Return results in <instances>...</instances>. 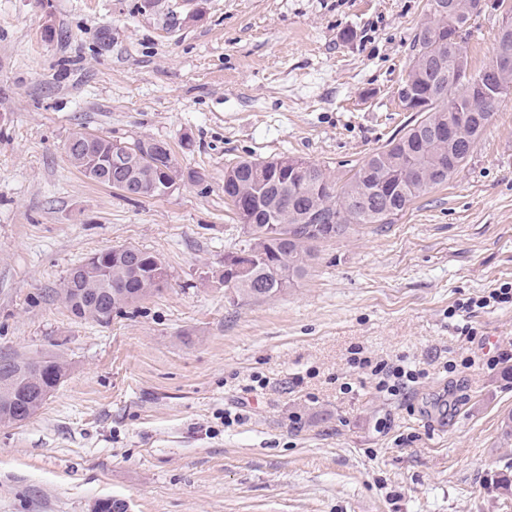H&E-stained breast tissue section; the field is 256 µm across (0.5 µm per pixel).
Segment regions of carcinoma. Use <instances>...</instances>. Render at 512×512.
Instances as JSON below:
<instances>
[{
  "label": "carcinoma",
  "instance_id": "1",
  "mask_svg": "<svg viewBox=\"0 0 512 512\" xmlns=\"http://www.w3.org/2000/svg\"><path fill=\"white\" fill-rule=\"evenodd\" d=\"M448 2L431 0L402 81L414 90L418 118L342 184L315 163L291 176L274 170L266 180L252 172L257 159L225 168L224 196L248 236L239 255H224L227 264L220 279L234 298L257 302L278 296L308 275L321 244L346 239L367 224L394 223L415 199L448 183L467 161L469 144L480 137L498 103L469 99L459 88L457 79L468 70V58L454 48L456 30L449 27ZM453 111L469 114L455 144L440 134ZM111 150L112 139L104 136L92 148L71 155V163L78 169L93 167L99 179L133 180L154 196L186 178L203 180L199 172H186L157 151L147 158L133 156L123 166L112 165ZM159 263L156 254L134 246L101 251L91 257L85 273L65 278L56 295L74 317L108 324L112 314L162 290L157 284ZM36 370L62 372L64 363L54 355L0 356V427L16 425L24 407L40 409L29 386Z\"/></svg>",
  "mask_w": 512,
  "mask_h": 512
}]
</instances>
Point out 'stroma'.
<instances>
[{"label": "stroma", "instance_id": "35a3bbf8", "mask_svg": "<svg viewBox=\"0 0 512 512\" xmlns=\"http://www.w3.org/2000/svg\"><path fill=\"white\" fill-rule=\"evenodd\" d=\"M429 0H0V356L68 364L40 410L0 427V512H512V95L465 165L396 223L327 243L277 297L219 276L242 225L224 169L283 156L346 179L414 120L396 91ZM504 13L466 48L489 65ZM86 131L168 144L203 174L130 199L68 160ZM136 246L169 274L100 324L55 295L93 253ZM468 322L475 339L463 341ZM429 376L378 392L349 363ZM350 390H342V383ZM242 414L225 425V413ZM406 357H396L395 361L377 360L374 362L371 357H354L352 363L362 369H369L370 375L376 382V389L380 392H387L397 396H407L410 385L417 382L420 377L426 376L424 369L412 368L405 363Z\"/></svg>", "mask_w": 512, "mask_h": 512}]
</instances>
